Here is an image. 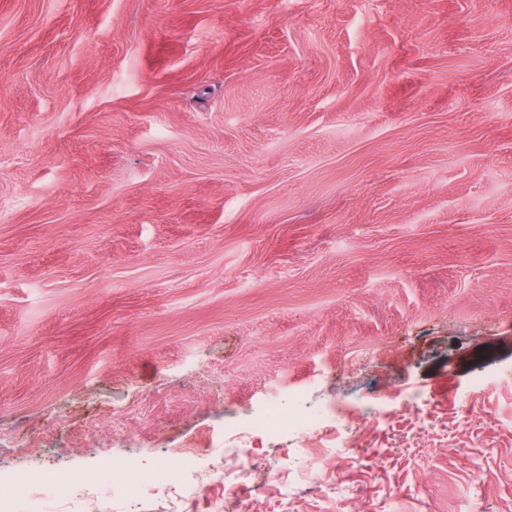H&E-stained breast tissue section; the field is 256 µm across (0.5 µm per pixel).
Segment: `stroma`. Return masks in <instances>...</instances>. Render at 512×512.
Listing matches in <instances>:
<instances>
[{
  "label": "stroma",
  "instance_id": "stroma-1",
  "mask_svg": "<svg viewBox=\"0 0 512 512\" xmlns=\"http://www.w3.org/2000/svg\"><path fill=\"white\" fill-rule=\"evenodd\" d=\"M301 386L429 403L177 512H512V0H0V480Z\"/></svg>",
  "mask_w": 512,
  "mask_h": 512
}]
</instances>
